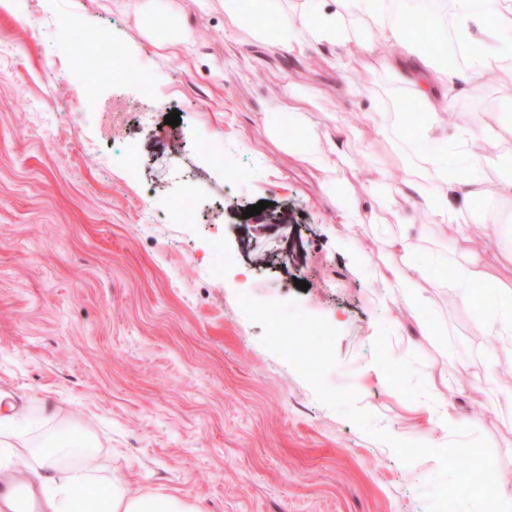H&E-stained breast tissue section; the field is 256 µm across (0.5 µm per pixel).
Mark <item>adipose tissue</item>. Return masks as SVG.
<instances>
[{
	"instance_id": "obj_1",
	"label": "adipose tissue",
	"mask_w": 512,
	"mask_h": 512,
	"mask_svg": "<svg viewBox=\"0 0 512 512\" xmlns=\"http://www.w3.org/2000/svg\"><path fill=\"white\" fill-rule=\"evenodd\" d=\"M423 5L435 25L437 41H446L452 34L470 48L467 83L478 84L492 74L512 86V44L501 41L502 30L512 29V15L501 12L496 21H489L487 11L474 8L471 0H423ZM253 7L256 13L270 18V25L247 27L241 0H224V17L231 35L245 32L255 41L283 45L294 54L303 53L313 43L337 41L349 48L348 54L330 61L340 71L351 67V51L355 48L367 54L380 52L382 63L389 69L407 52V34L400 17H393L386 25L376 28L365 25L366 20L384 18L388 0H335L331 9L321 0H301L295 13L284 9L283 0H253ZM160 18L168 26V46L189 41L191 33L182 25L171 0H138L136 19L143 35L153 37L154 23ZM421 63L422 71L413 88L418 122L412 126L405 124L403 115L409 103L399 97L392 101L390 111L362 113L356 134L371 138L373 147L382 149L390 142L389 126L410 129L409 143L418 152L420 163L407 169L402 188L420 200L429 223L454 225L459 245L448 257L451 274L446 285L467 303L473 288L490 282L492 275L479 253L464 248L470 217L464 209L450 204L448 192L458 190L465 198L473 199L483 196L485 188L479 179L462 181L449 177L448 158L456 154L465 156L472 169H480L490 162L499 145V136L490 127L462 129L451 139L444 136V116L449 108L444 71L434 56L422 55ZM292 120L299 135L286 142V150L297 162L320 175L341 224L348 229L356 227L362 221L363 211L357 198L338 189L343 181L342 171L334 152L325 147L326 134L308 120L304 110H295ZM399 189L381 179L369 189L370 195L380 199L397 222L402 219L394 206ZM397 245L403 253L404 266L384 273L382 280L385 287L407 293L412 310L418 313L424 305L417 295L418 282L429 278L430 270L417 262L409 235L398 238ZM495 300L497 308L486 316L484 330L498 337L503 348L512 352V287L497 285ZM9 424V417L0 418V469L25 468L33 474L42 495V512H202L198 504L185 498L133 493L121 477L102 475L100 467L93 464V446L81 436L58 431L52 435V448L32 445L25 454H16Z\"/></svg>"
}]
</instances>
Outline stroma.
<instances>
[{"mask_svg": "<svg viewBox=\"0 0 512 512\" xmlns=\"http://www.w3.org/2000/svg\"><path fill=\"white\" fill-rule=\"evenodd\" d=\"M174 4L192 32L174 52L142 35L136 0L0 6V398L18 410L13 429L39 442L76 430L131 492L174 493L205 512H484L471 469L512 487V413L494 404L502 382L485 371L512 354L438 281L420 284L427 335L402 295L379 304L374 277L400 260L385 238L403 227L376 223L362 172L397 185L405 168L344 137L409 85L376 57L338 71L332 45L297 57L230 36L223 0ZM64 15L147 62L155 98L138 104L132 79L84 96L67 79L81 46L53 28ZM291 81L316 91L309 117L343 145V187L366 215L354 229L337 224L318 178L284 150L289 132L268 133L270 102L286 114L298 106ZM450 96L449 131L492 125L501 138L474 224L511 218L512 198L495 187L512 174V130L499 124L512 89L457 78ZM116 99L134 105L117 127L107 111ZM173 111L176 127L165 122ZM206 139L223 142L222 157L199 151ZM188 185L195 221L164 223ZM397 207L416 226L419 261H442L452 227L428 224L412 195ZM228 254L249 271L248 290L211 277ZM271 298L277 318L305 312L327 333L309 370L291 361L297 336L275 337L274 320L253 313ZM447 391L480 427L452 436L436 466L419 446L434 430L423 405ZM461 448L471 467L452 463Z\"/></svg>", "mask_w": 512, "mask_h": 512, "instance_id": "obj_1", "label": "stroma"}]
</instances>
